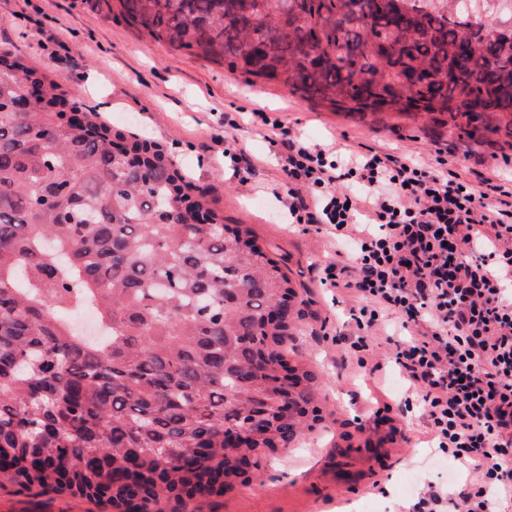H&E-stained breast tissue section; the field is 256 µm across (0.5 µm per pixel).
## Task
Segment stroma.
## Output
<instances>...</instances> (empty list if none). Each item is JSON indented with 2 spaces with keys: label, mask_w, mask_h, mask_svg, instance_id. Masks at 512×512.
Listing matches in <instances>:
<instances>
[{
  "label": "stroma",
  "mask_w": 512,
  "mask_h": 512,
  "mask_svg": "<svg viewBox=\"0 0 512 512\" xmlns=\"http://www.w3.org/2000/svg\"><path fill=\"white\" fill-rule=\"evenodd\" d=\"M59 83L80 105L107 99L111 126L126 132L136 121L140 138L153 143L173 168L207 188L211 209L228 227L246 230L288 274L297 293L288 322L290 364L310 370L319 417L288 448L268 454L259 470L231 490L197 504V512H408L413 493L407 475L438 488L467 486L446 454L434 448L419 408L396 425L406 441L388 442L387 426H375V402L402 395L392 372L386 333L370 337L380 363L376 373L358 368L347 338L353 327L348 290L318 282L329 261L330 237L316 226L292 224L275 193L284 175L255 120L263 111L309 144L324 148L339 138L350 144L396 147L421 158L444 146L430 122L392 116L339 115L291 95L281 84H249L246 75L155 41L119 12L91 8L86 0H0V45ZM223 138L213 148L214 138ZM256 164L246 174L238 150ZM469 177L512 179V160L482 147L455 152ZM79 497L0 491V512H87Z\"/></svg>",
  "instance_id": "1"
}]
</instances>
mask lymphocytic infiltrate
<instances>
[{
  "label": "lymphocytic infiltrate",
  "mask_w": 512,
  "mask_h": 512,
  "mask_svg": "<svg viewBox=\"0 0 512 512\" xmlns=\"http://www.w3.org/2000/svg\"><path fill=\"white\" fill-rule=\"evenodd\" d=\"M277 165L288 179L292 224H320L335 260L320 284L349 285L351 348L366 367L369 333L396 334L391 362L418 400L432 440L478 490L462 512H512V184L471 182L444 153L334 142L315 149L270 120Z\"/></svg>",
  "instance_id": "obj_1"
}]
</instances>
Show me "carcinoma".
I'll return each instance as SVG.
<instances>
[{"label": "carcinoma", "instance_id": "obj_1", "mask_svg": "<svg viewBox=\"0 0 512 512\" xmlns=\"http://www.w3.org/2000/svg\"><path fill=\"white\" fill-rule=\"evenodd\" d=\"M178 53L277 81L331 111L424 115L448 146L512 156V9L490 0H118ZM0 490L80 496L119 512H196L241 477L224 435L250 407L285 448L314 399L264 312L293 302L286 272L201 190L98 114L63 122L61 86L0 46ZM88 304L93 344L64 314Z\"/></svg>", "mask_w": 512, "mask_h": 512}]
</instances>
